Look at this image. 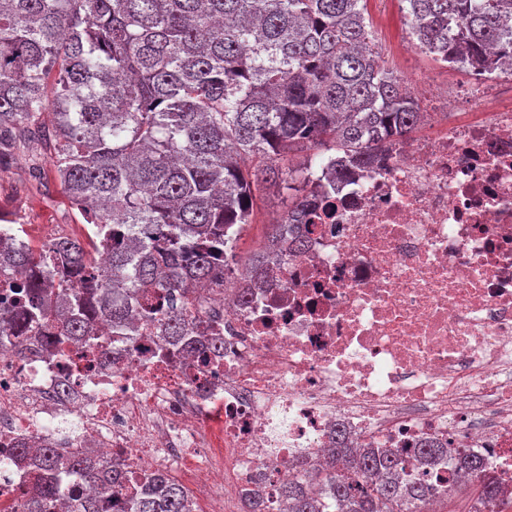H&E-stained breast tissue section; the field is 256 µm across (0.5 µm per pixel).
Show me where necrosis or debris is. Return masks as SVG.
Segmentation results:
<instances>
[{"label": "necrosis or debris", "instance_id": "obj_1", "mask_svg": "<svg viewBox=\"0 0 512 512\" xmlns=\"http://www.w3.org/2000/svg\"><path fill=\"white\" fill-rule=\"evenodd\" d=\"M439 66L405 76L432 133L319 188L304 248L261 284L196 288L220 353L141 322L103 329L74 367L69 346L16 354L30 324L0 333V512L31 477L14 450L35 443L125 463L129 495L142 471H190L209 512H239L256 485L287 512L300 459L324 464L340 433L395 449L405 480L464 479L424 464L433 443L483 458L512 492V75L473 68L450 92Z\"/></svg>", "mask_w": 512, "mask_h": 512}]
</instances>
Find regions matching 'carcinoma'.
I'll use <instances>...</instances> for the list:
<instances>
[{
    "mask_svg": "<svg viewBox=\"0 0 512 512\" xmlns=\"http://www.w3.org/2000/svg\"><path fill=\"white\" fill-rule=\"evenodd\" d=\"M367 0H0V155L51 150L70 203L97 225L109 267L76 238L34 245L0 231V264L24 274L0 306V332L35 325L32 347L89 341L94 322L127 328L130 301L182 299L178 311L146 305L144 318L180 339L209 324L188 311L193 288L224 281L226 233L251 223L258 195L285 214L312 212L306 172L335 153L372 165L383 144L422 124L405 79L368 51ZM429 52L489 71L512 66V0H402ZM306 153L304 159L293 157ZM26 512H108L126 483L119 461L39 448ZM477 503L502 512V492L479 457L455 461ZM399 459L334 449L311 472L324 497L291 482V512H420L455 489L400 481ZM124 512H196L169 475H144Z\"/></svg>",
    "mask_w": 512,
    "mask_h": 512,
    "instance_id": "obj_1",
    "label": "carcinoma"
}]
</instances>
